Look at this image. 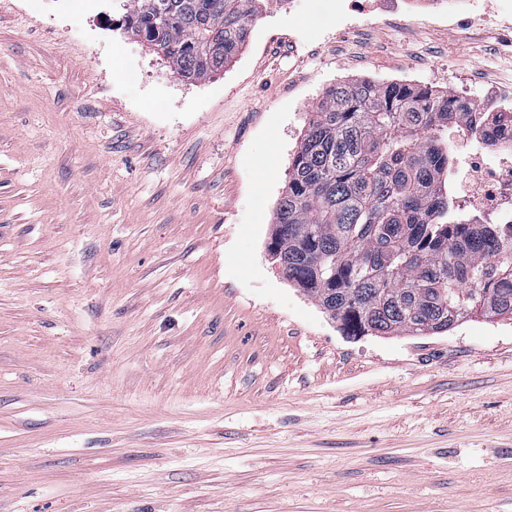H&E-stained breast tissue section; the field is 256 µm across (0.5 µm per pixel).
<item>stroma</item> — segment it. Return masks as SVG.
<instances>
[{
	"mask_svg": "<svg viewBox=\"0 0 512 512\" xmlns=\"http://www.w3.org/2000/svg\"><path fill=\"white\" fill-rule=\"evenodd\" d=\"M271 0L203 80L0 0V512H512V317L344 335L268 253L326 87L477 100L512 31Z\"/></svg>",
	"mask_w": 512,
	"mask_h": 512,
	"instance_id": "stroma-1",
	"label": "stroma"
}]
</instances>
